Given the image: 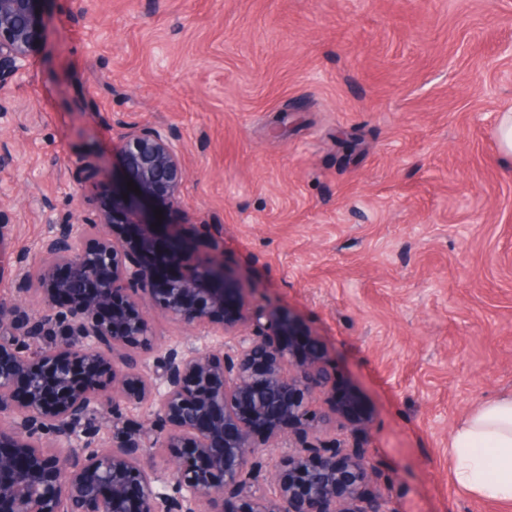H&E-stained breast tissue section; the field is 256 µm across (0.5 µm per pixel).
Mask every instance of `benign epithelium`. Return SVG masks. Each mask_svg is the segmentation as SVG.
Listing matches in <instances>:
<instances>
[{
    "mask_svg": "<svg viewBox=\"0 0 512 512\" xmlns=\"http://www.w3.org/2000/svg\"><path fill=\"white\" fill-rule=\"evenodd\" d=\"M41 3L0 0L3 93L40 48ZM119 150L139 192L118 187L97 219L51 225L36 274L0 299V512H395L372 490L364 445L321 438L340 420L353 438L369 427L355 398L334 396L326 355L299 353L291 319L252 304L224 257H202L147 211L180 203L179 139L128 125ZM33 290L38 313L20 304ZM151 313L212 342L164 347ZM143 404L150 419L128 417ZM157 448L162 489L143 462Z\"/></svg>",
    "mask_w": 512,
    "mask_h": 512,
    "instance_id": "benign-epithelium-1",
    "label": "benign epithelium"
}]
</instances>
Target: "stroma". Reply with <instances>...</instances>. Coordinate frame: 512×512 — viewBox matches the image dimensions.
Returning <instances> with one entry per match:
<instances>
[{
  "instance_id": "35a3bbf8",
  "label": "stroma",
  "mask_w": 512,
  "mask_h": 512,
  "mask_svg": "<svg viewBox=\"0 0 512 512\" xmlns=\"http://www.w3.org/2000/svg\"><path fill=\"white\" fill-rule=\"evenodd\" d=\"M46 39L0 112V297L48 216L125 180L124 125L170 128L169 224L290 315L397 512H512L454 479L455 428L512 393V0H45Z\"/></svg>"
}]
</instances>
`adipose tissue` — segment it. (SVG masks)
Returning a JSON list of instances; mask_svg holds the SVG:
<instances>
[{
    "instance_id": "1",
    "label": "adipose tissue",
    "mask_w": 512,
    "mask_h": 512,
    "mask_svg": "<svg viewBox=\"0 0 512 512\" xmlns=\"http://www.w3.org/2000/svg\"><path fill=\"white\" fill-rule=\"evenodd\" d=\"M456 483L482 501L512 503V394L479 406L454 431Z\"/></svg>"
}]
</instances>
